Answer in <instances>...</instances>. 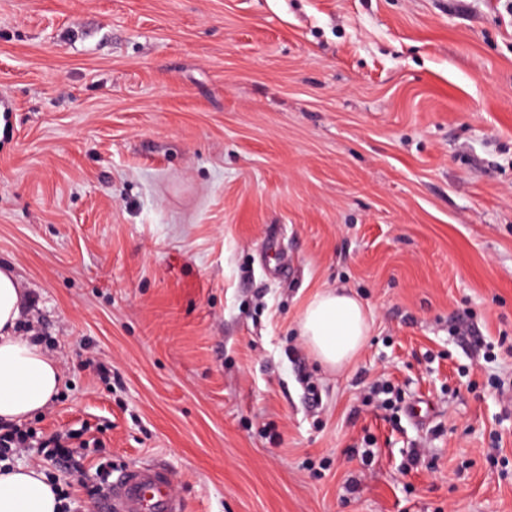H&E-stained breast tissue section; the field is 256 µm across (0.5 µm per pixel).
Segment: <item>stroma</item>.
<instances>
[{"mask_svg": "<svg viewBox=\"0 0 512 512\" xmlns=\"http://www.w3.org/2000/svg\"><path fill=\"white\" fill-rule=\"evenodd\" d=\"M0 265L84 474L10 462L76 512L102 464L182 512H512V9L0 0ZM336 287L372 329L329 371ZM300 332L316 360L330 369L352 362L370 332V319L362 302L344 289L316 292L305 304Z\"/></svg>", "mask_w": 512, "mask_h": 512, "instance_id": "1", "label": "stroma"}]
</instances>
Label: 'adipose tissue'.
<instances>
[{"instance_id": "adipose-tissue-1", "label": "adipose tissue", "mask_w": 512, "mask_h": 512, "mask_svg": "<svg viewBox=\"0 0 512 512\" xmlns=\"http://www.w3.org/2000/svg\"><path fill=\"white\" fill-rule=\"evenodd\" d=\"M25 297L14 273L0 268V422L43 411L58 394L59 365L16 334ZM300 332L316 360L330 369L352 362L370 332L362 302L342 289L316 292L305 304ZM56 483L35 467H0V512H61Z\"/></svg>"}]
</instances>
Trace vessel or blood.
Returning <instances> with one entry per match:
<instances>
[{"label": "vessel or blood", "mask_w": 512, "mask_h": 512, "mask_svg": "<svg viewBox=\"0 0 512 512\" xmlns=\"http://www.w3.org/2000/svg\"><path fill=\"white\" fill-rule=\"evenodd\" d=\"M173 482V472L159 465L126 469L113 481L106 508L108 512H181Z\"/></svg>", "instance_id": "obj_1"}]
</instances>
